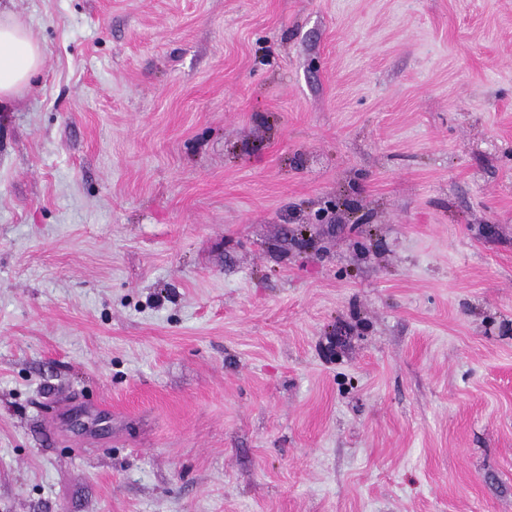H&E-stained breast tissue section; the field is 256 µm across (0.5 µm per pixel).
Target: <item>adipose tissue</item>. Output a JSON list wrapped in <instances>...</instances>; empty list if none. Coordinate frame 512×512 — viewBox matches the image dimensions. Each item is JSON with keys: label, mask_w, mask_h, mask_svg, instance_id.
Instances as JSON below:
<instances>
[{"label": "adipose tissue", "mask_w": 512, "mask_h": 512, "mask_svg": "<svg viewBox=\"0 0 512 512\" xmlns=\"http://www.w3.org/2000/svg\"><path fill=\"white\" fill-rule=\"evenodd\" d=\"M43 50L28 26L0 10V104L22 95L38 71Z\"/></svg>", "instance_id": "1"}]
</instances>
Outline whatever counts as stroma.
Returning a JSON list of instances; mask_svg holds the SVG:
<instances>
[{
	"label": "stroma",
	"instance_id": "stroma-1",
	"mask_svg": "<svg viewBox=\"0 0 512 512\" xmlns=\"http://www.w3.org/2000/svg\"><path fill=\"white\" fill-rule=\"evenodd\" d=\"M10 8L0 512H512V0ZM42 58L30 28L0 8V109L22 95Z\"/></svg>",
	"mask_w": 512,
	"mask_h": 512
}]
</instances>
